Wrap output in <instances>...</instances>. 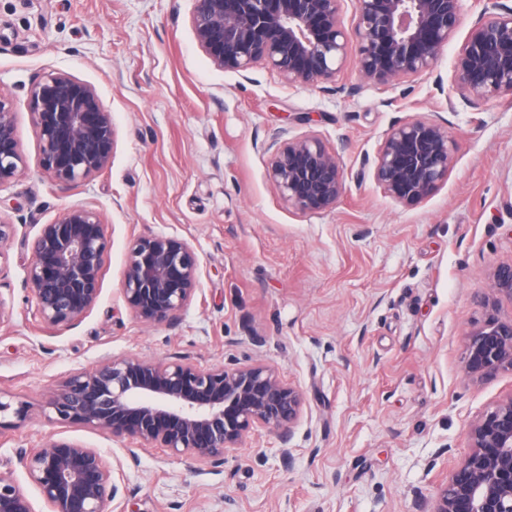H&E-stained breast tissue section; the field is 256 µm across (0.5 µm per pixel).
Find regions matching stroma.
I'll use <instances>...</instances> for the list:
<instances>
[{"instance_id": "stroma-1", "label": "stroma", "mask_w": 512, "mask_h": 512, "mask_svg": "<svg viewBox=\"0 0 512 512\" xmlns=\"http://www.w3.org/2000/svg\"><path fill=\"white\" fill-rule=\"evenodd\" d=\"M192 0H0V96L16 113L24 164L0 185V218L35 236L73 205L95 210L109 247L94 308L55 331L23 285L29 253H0V470L46 512L17 455L63 437L105 451L123 474L108 512H433L468 428L512 394V369L466 370L470 333L512 319V300H478L512 263V97L448 114L454 163L406 205L372 178L395 123L433 117L431 81L381 89L348 59L349 97L291 88L255 67H215L190 25ZM50 73L92 85L112 114L101 172L71 183L41 167L31 87ZM316 135L339 151L346 192L302 213L270 181V143ZM186 240L199 287L172 326L136 319L119 296L133 241ZM189 357L203 368L260 362L305 396L289 442L249 433L218 464L131 451L91 428L48 420V389L101 358ZM24 407L17 417L16 407Z\"/></svg>"}]
</instances>
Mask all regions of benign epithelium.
<instances>
[{"label":"benign epithelium","mask_w":512,"mask_h":512,"mask_svg":"<svg viewBox=\"0 0 512 512\" xmlns=\"http://www.w3.org/2000/svg\"><path fill=\"white\" fill-rule=\"evenodd\" d=\"M190 23L201 50L218 68L243 74L263 66L290 87L354 94L337 85L349 54L364 78L381 88L434 77L446 110L455 100L478 108L512 95V6L494 0L472 22L445 86L435 74L455 38L463 0H353L351 28L341 20L345 0H193ZM43 169L60 183L105 169L114 149L110 112L89 84L50 73L31 90ZM269 178L301 213L336 207L346 190L339 153L316 136L270 145ZM23 163L13 104L0 97V186ZM453 151L440 115L391 126L378 149L372 177L395 200L416 204L448 179ZM22 244L31 253L24 284L35 316L48 328L72 327L97 303L106 225L84 206L64 209ZM199 260L187 241L149 234L131 246L121 296L132 314L150 324L173 325L199 283ZM512 300V263L494 270L481 298ZM512 369V320L489 318L471 333L467 370L484 377ZM303 394L277 372L253 363L202 369L189 358L150 361L104 357L52 387L46 409L60 423L79 424L142 449L172 457L222 461L256 428L285 430L299 418ZM471 452L455 466L434 512H512V395L471 424ZM19 463L48 512H105L119 485L112 462L99 450L58 438ZM0 512H34L12 473L0 472Z\"/></svg>","instance_id":"benign-epithelium-1"}]
</instances>
